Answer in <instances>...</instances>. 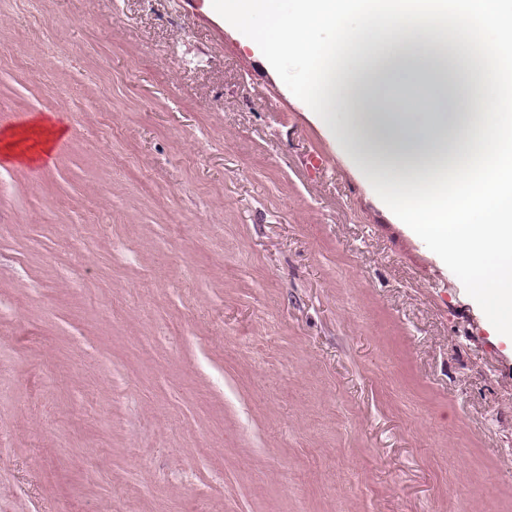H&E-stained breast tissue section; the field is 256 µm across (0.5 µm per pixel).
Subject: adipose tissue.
<instances>
[{"mask_svg": "<svg viewBox=\"0 0 512 512\" xmlns=\"http://www.w3.org/2000/svg\"><path fill=\"white\" fill-rule=\"evenodd\" d=\"M285 2L214 0L249 46L300 65L297 95L512 339V0ZM63 133L2 130L0 156L40 163Z\"/></svg>", "mask_w": 512, "mask_h": 512, "instance_id": "adipose-tissue-1", "label": "adipose tissue"}]
</instances>
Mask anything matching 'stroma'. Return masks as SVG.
<instances>
[{
  "mask_svg": "<svg viewBox=\"0 0 512 512\" xmlns=\"http://www.w3.org/2000/svg\"><path fill=\"white\" fill-rule=\"evenodd\" d=\"M212 0H0V512H512V341ZM64 134L62 127L48 119L23 130L4 129L0 135V150L4 158L38 164L49 155L54 141Z\"/></svg>",
  "mask_w": 512,
  "mask_h": 512,
  "instance_id": "obj_1",
  "label": "stroma"
}]
</instances>
